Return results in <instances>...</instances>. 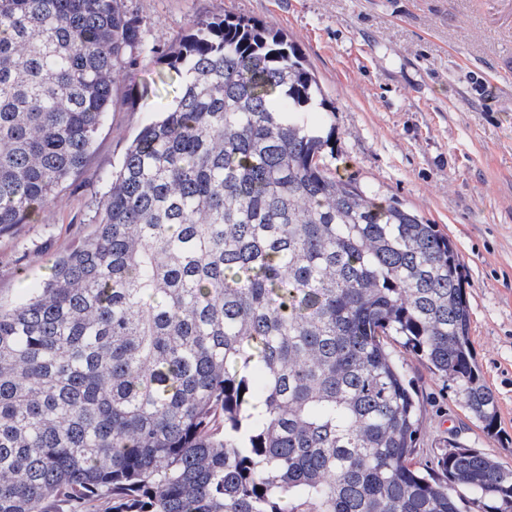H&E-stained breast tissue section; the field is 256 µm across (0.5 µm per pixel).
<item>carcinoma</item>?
Wrapping results in <instances>:
<instances>
[{
    "label": "carcinoma",
    "instance_id": "obj_1",
    "mask_svg": "<svg viewBox=\"0 0 512 512\" xmlns=\"http://www.w3.org/2000/svg\"><path fill=\"white\" fill-rule=\"evenodd\" d=\"M144 49L125 0H0V232L85 164ZM93 233L0 304V512H512V466L414 459L388 341L491 430L458 252L329 171L295 44L226 15L166 54Z\"/></svg>",
    "mask_w": 512,
    "mask_h": 512
}]
</instances>
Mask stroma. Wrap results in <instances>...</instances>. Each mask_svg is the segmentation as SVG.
Here are the masks:
<instances>
[{"label": "stroma", "instance_id": "1", "mask_svg": "<svg viewBox=\"0 0 512 512\" xmlns=\"http://www.w3.org/2000/svg\"><path fill=\"white\" fill-rule=\"evenodd\" d=\"M148 44L171 47L230 14L280 32L305 54L334 128L332 170L417 210L455 242L474 355L494 393L486 430L455 389L401 347L419 394L414 455L457 441L512 466V0H126ZM159 55H140L82 170L36 221L0 233V301H18L45 263L86 237L125 149L177 93Z\"/></svg>", "mask_w": 512, "mask_h": 512}]
</instances>
